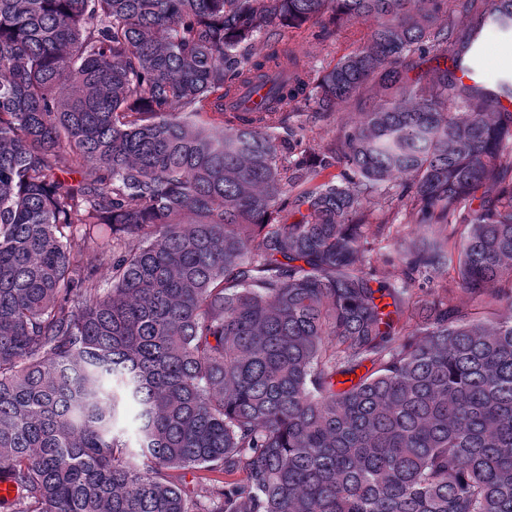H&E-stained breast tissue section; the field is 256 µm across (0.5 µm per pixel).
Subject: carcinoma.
Returning a JSON list of instances; mask_svg holds the SVG:
<instances>
[{
	"label": "carcinoma",
	"instance_id": "cac0c4a2",
	"mask_svg": "<svg viewBox=\"0 0 512 512\" xmlns=\"http://www.w3.org/2000/svg\"><path fill=\"white\" fill-rule=\"evenodd\" d=\"M352 20L330 68L285 41ZM489 26L512 0H0V512H512V74L458 77ZM374 198L432 230L391 273ZM355 112L359 111L353 107L341 108L339 111H336V115L331 119L310 123L307 134L311 142L314 141V144H321L332 139L336 132V127L354 118Z\"/></svg>",
	"mask_w": 512,
	"mask_h": 512
}]
</instances>
